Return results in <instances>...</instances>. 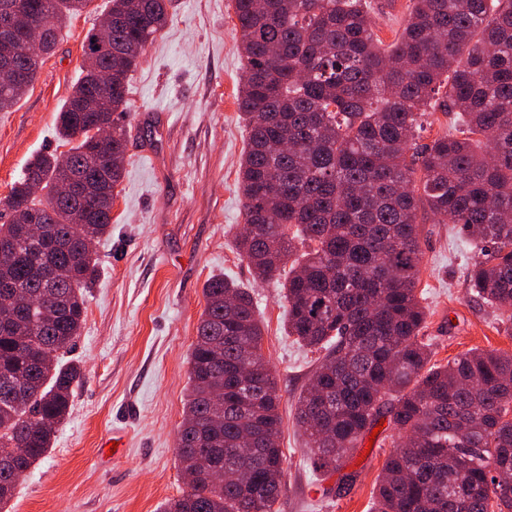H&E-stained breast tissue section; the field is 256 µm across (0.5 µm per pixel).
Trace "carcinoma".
<instances>
[{
    "mask_svg": "<svg viewBox=\"0 0 512 512\" xmlns=\"http://www.w3.org/2000/svg\"><path fill=\"white\" fill-rule=\"evenodd\" d=\"M92 0H27L23 48L41 55ZM173 0H110L112 51L83 63L57 115L69 162L36 154L0 224V508L51 448L81 380L58 353L80 335L98 260L84 238L109 233L97 189L57 196L72 175L114 192L124 169L127 77L167 25ZM249 128L239 168L237 249L264 281L288 272V335L323 352L296 406L317 470H336L383 418L399 442L375 512H512V354L470 350L431 363L417 284L423 210L456 224L481 254L472 295L512 320V0H413L395 43L380 46L365 0H234ZM0 84V112L35 81ZM445 95L434 98L436 88ZM452 112L466 131L424 146L422 113ZM107 126L112 136L95 138ZM42 234L20 235L34 213ZM308 243L288 263L293 240ZM190 353L177 456L192 478L165 512H272L284 475L277 383L264 361L251 293L222 277ZM224 393V411L213 395ZM219 472L247 478L221 482Z\"/></svg>",
    "mask_w": 512,
    "mask_h": 512,
    "instance_id": "1",
    "label": "carcinoma"
}]
</instances>
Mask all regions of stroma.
<instances>
[{
    "mask_svg": "<svg viewBox=\"0 0 512 512\" xmlns=\"http://www.w3.org/2000/svg\"><path fill=\"white\" fill-rule=\"evenodd\" d=\"M411 5L371 0L382 45L397 40ZM107 9L108 0H92L69 20L34 84L0 112V224L9 220L3 200L30 158L69 149L57 136L56 117L81 74L85 38ZM244 68L233 0H174L171 21L130 72L128 145L112 231L94 246L100 274L68 353L82 379L52 447L19 483L8 512H160L181 495L176 446L188 359L206 305L203 288L214 276L253 293L262 353L278 384L286 460L274 512H370L393 449L389 431L342 469L312 467L294 414L318 355L287 336L281 281L254 280L235 248L244 222L237 185L248 142L237 103ZM419 222L418 290L433 363L476 348L512 353V322L469 293L474 253L466 238L429 215ZM116 432L124 451L113 458L106 443ZM347 474L353 480L346 484Z\"/></svg>",
    "mask_w": 512,
    "mask_h": 512,
    "instance_id": "35a3bbf8",
    "label": "stroma"
}]
</instances>
